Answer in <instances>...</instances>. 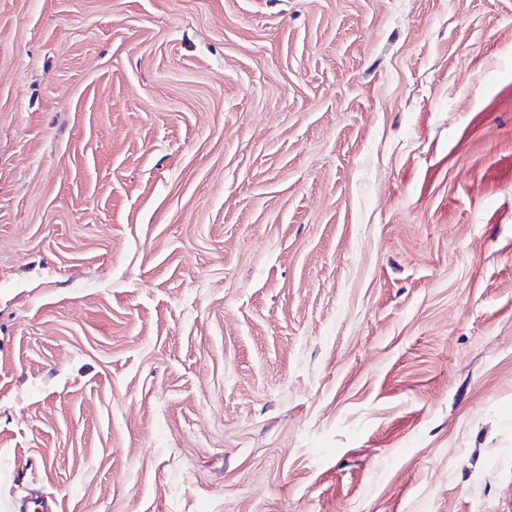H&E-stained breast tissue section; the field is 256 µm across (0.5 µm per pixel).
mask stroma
Segmentation results:
<instances>
[{
	"mask_svg": "<svg viewBox=\"0 0 512 512\" xmlns=\"http://www.w3.org/2000/svg\"><path fill=\"white\" fill-rule=\"evenodd\" d=\"M512 512V0H0V512Z\"/></svg>",
	"mask_w": 512,
	"mask_h": 512,
	"instance_id": "stroma-1",
	"label": "stroma"
}]
</instances>
